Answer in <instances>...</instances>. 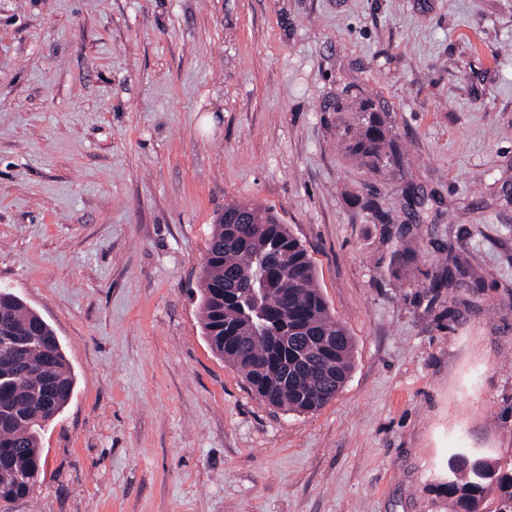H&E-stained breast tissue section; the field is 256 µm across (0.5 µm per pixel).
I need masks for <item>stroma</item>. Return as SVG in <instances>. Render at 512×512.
Listing matches in <instances>:
<instances>
[{"mask_svg":"<svg viewBox=\"0 0 512 512\" xmlns=\"http://www.w3.org/2000/svg\"><path fill=\"white\" fill-rule=\"evenodd\" d=\"M349 90L401 165L343 152ZM233 200L288 224L354 340L317 412L263 402L203 334ZM452 247L477 293L430 289ZM0 287L75 375L7 512H450L455 453L512 455V0H0Z\"/></svg>","mask_w":512,"mask_h":512,"instance_id":"1","label":"stroma"}]
</instances>
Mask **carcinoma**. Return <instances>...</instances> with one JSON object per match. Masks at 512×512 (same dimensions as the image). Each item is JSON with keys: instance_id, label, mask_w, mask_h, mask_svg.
Wrapping results in <instances>:
<instances>
[{"instance_id": "obj_1", "label": "carcinoma", "mask_w": 512, "mask_h": 512, "mask_svg": "<svg viewBox=\"0 0 512 512\" xmlns=\"http://www.w3.org/2000/svg\"><path fill=\"white\" fill-rule=\"evenodd\" d=\"M389 113L363 92L336 102V127L346 151L378 172L398 163L406 149L392 134ZM362 207L376 224L394 218L376 197ZM420 246L402 235L396 253L409 267ZM242 280L253 293H237ZM477 288L480 275L460 254L448 251L431 273L430 287ZM204 335L211 349L236 367L264 402L299 414L332 400L353 368L354 342L316 281L315 265L288 225L250 202L224 205L209 239L199 281ZM32 340L14 350L10 340ZM75 381L53 328L20 297L0 292V500L27 497L43 470L40 441L69 403ZM496 504L486 510L489 487ZM444 490L452 512H512V457L489 460L456 453Z\"/></svg>"}]
</instances>
